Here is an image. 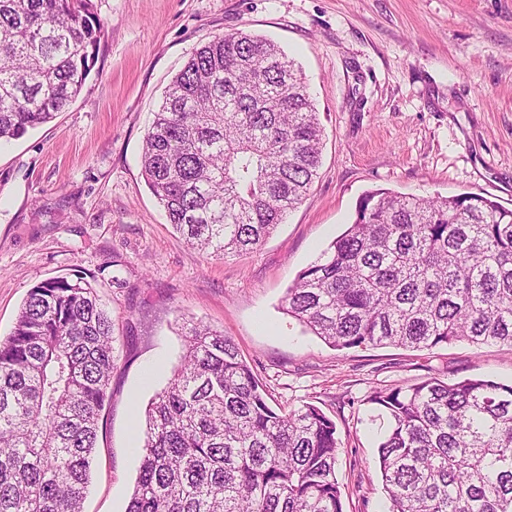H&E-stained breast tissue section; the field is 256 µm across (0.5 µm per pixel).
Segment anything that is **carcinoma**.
<instances>
[{
    "mask_svg": "<svg viewBox=\"0 0 512 512\" xmlns=\"http://www.w3.org/2000/svg\"><path fill=\"white\" fill-rule=\"evenodd\" d=\"M92 0H0V143L50 122L98 58ZM323 128L302 73L243 32L195 49L144 137L146 184L216 257L252 252L308 195ZM283 310L336 350L512 346V209L477 194H366L301 270ZM112 319L91 288L30 289L0 341V512H82L112 376ZM388 512H512V384L427 380L378 392ZM126 512H343L336 423L275 410L224 333L193 324L137 419Z\"/></svg>",
    "mask_w": 512,
    "mask_h": 512,
    "instance_id": "obj_1",
    "label": "carcinoma"
}]
</instances>
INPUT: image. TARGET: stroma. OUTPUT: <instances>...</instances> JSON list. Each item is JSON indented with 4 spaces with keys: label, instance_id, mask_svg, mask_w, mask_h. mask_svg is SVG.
<instances>
[{
    "label": "stroma",
    "instance_id": "35a3bbf8",
    "mask_svg": "<svg viewBox=\"0 0 512 512\" xmlns=\"http://www.w3.org/2000/svg\"><path fill=\"white\" fill-rule=\"evenodd\" d=\"M96 65L56 118L0 145V339L30 289L83 278L112 316L114 366L84 512H126L139 468L133 418L178 366L193 319L223 331L272 406L336 423L344 512H386L369 398L419 384L512 383V346L464 342L340 352L282 309L297 273L368 192L479 194L512 209V0H92ZM276 42L324 128L307 199L256 251L191 248L141 172L172 77L214 37Z\"/></svg>",
    "mask_w": 512,
    "mask_h": 512
}]
</instances>
